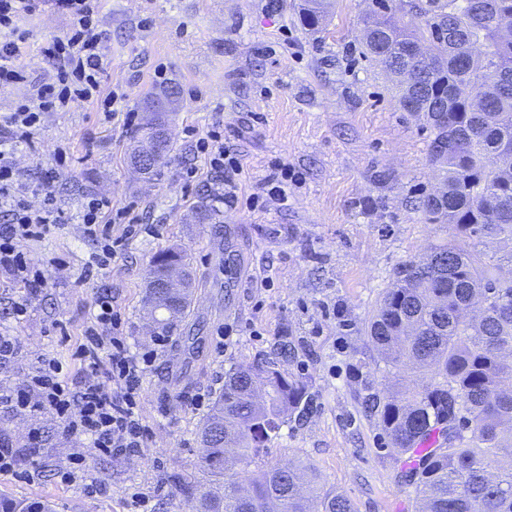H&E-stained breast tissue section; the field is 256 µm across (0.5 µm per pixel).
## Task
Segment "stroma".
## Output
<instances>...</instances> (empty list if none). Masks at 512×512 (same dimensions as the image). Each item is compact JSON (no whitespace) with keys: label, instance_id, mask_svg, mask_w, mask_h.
<instances>
[{"label":"stroma","instance_id":"35a3bbf8","mask_svg":"<svg viewBox=\"0 0 512 512\" xmlns=\"http://www.w3.org/2000/svg\"><path fill=\"white\" fill-rule=\"evenodd\" d=\"M301 0H103L99 24L112 68L105 87L122 86L136 121L144 98L162 84L180 89L169 128L173 150L154 180L127 162L131 129L100 124L89 104L43 119L33 146L15 155L19 172L39 183L65 144L72 159L54 189L67 221L51 225L22 248L43 272L36 293L0 277V328L17 336L20 356L0 366V385L23 383L38 360L73 362L100 288L111 291L133 352L149 350L153 334L142 310L150 261L170 247L185 249L199 282L191 312L203 330L195 349L177 340L159 351L141 391L151 438L133 457L100 455L90 440L67 436L49 412L30 417L0 408V435L24 445L30 428L42 448L16 471L0 473V494L47 501L54 512H129L130 494L153 497V512H190L164 480L201 478L198 429L239 364L285 352L289 374L303 379L314 407L285 426L268 457L312 464L321 481L347 496L356 512H412L403 458L363 397L384 382L383 364L365 325L397 269L431 246L465 242L489 254L512 246L462 239L429 223L423 204L440 179L429 161L431 130L419 112L400 105L390 75L362 52L372 0H332L322 31L300 17ZM29 39L22 61L29 84L0 91V116L48 78L40 55L45 38L65 35L67 14L53 6L23 22ZM224 128V147L243 165V200L220 205L212 219L195 215L200 194L221 189L204 171L186 127L205 134ZM288 165L297 176L287 201L248 207L265 194L266 177ZM199 167L196 181L186 179ZM92 195L135 204L150 230L130 242L107 269L84 279L96 249L80 226ZM28 301L16 319V302ZM204 393L203 405L189 395ZM79 461L82 481L60 474ZM106 488L86 496L83 480Z\"/></svg>","mask_w":512,"mask_h":512}]
</instances>
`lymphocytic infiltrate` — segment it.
Wrapping results in <instances>:
<instances>
[{"label": "lymphocytic infiltrate", "instance_id": "lymphocytic-infiltrate-1", "mask_svg": "<svg viewBox=\"0 0 512 512\" xmlns=\"http://www.w3.org/2000/svg\"><path fill=\"white\" fill-rule=\"evenodd\" d=\"M69 16L67 33L47 39L40 53L52 65L51 81L32 85L27 97L12 107L0 122V275L32 288L42 273L29 262L22 242L42 238L49 225L62 223L64 212L51 189L71 158L56 148V166L47 171L40 186L24 181L14 155L20 145L32 144L46 113L67 111L76 103H93L105 121L129 127L134 119L119 89L104 90L101 77L111 65L106 36L98 20V0H56ZM45 0H0V88L28 81L21 61L29 32L23 19L34 15ZM210 172L224 176V202L238 200L243 165L224 149V133L208 131L195 144ZM41 197L39 205L29 201ZM85 234L97 244L91 258L105 269L118 258L127 242L142 230L135 206L113 208L111 199L93 197L82 209ZM95 312L87 322L77 350L80 367L76 380L58 359L42 360L19 386L0 388V406L20 414L51 412L65 424L67 434L90 440L105 456L128 457L146 445L148 430L141 416L139 397L152 354L135 355L128 343L121 318L112 305L109 290L96 293Z\"/></svg>", "mask_w": 512, "mask_h": 512}]
</instances>
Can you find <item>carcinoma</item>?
<instances>
[{
  "label": "carcinoma",
  "instance_id": "carcinoma-1",
  "mask_svg": "<svg viewBox=\"0 0 512 512\" xmlns=\"http://www.w3.org/2000/svg\"><path fill=\"white\" fill-rule=\"evenodd\" d=\"M329 0H302L305 23L319 28ZM382 19L364 47L394 77L404 108L424 113L433 132L431 165L441 190L427 198L432 224L467 237L512 241V0H427L424 24L406 29L387 0H373ZM178 87L147 98L152 119L144 139L166 126ZM158 279L183 269L193 288L191 259L172 247L152 259ZM486 253L446 243L406 262L383 293L367 335L386 373L409 383L375 391L364 409L376 417L400 454L430 434L436 445L411 471L416 512H512V278L496 273ZM189 298L155 295L143 309L168 336L186 318ZM313 396L276 358H259L224 375L199 430L200 466L222 487L194 493L199 483L168 481L192 512H355L349 498L300 462L267 460V443L302 419ZM0 512H52L44 503L3 500Z\"/></svg>",
  "mask_w": 512,
  "mask_h": 512
}]
</instances>
